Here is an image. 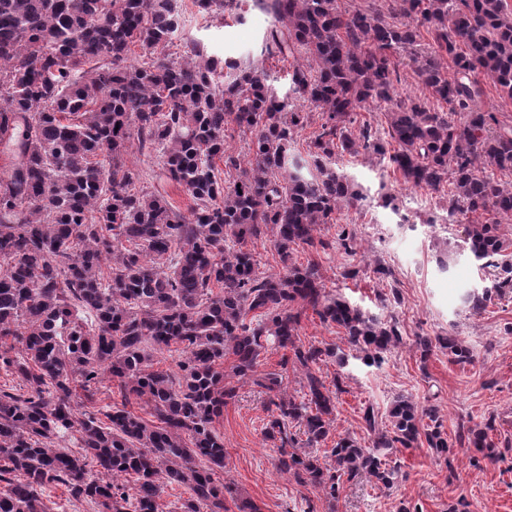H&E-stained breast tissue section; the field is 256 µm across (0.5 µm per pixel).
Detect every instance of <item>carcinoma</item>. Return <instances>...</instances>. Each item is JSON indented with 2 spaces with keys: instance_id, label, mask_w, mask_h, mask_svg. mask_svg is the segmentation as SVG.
<instances>
[{
  "instance_id": "1",
  "label": "carcinoma",
  "mask_w": 512,
  "mask_h": 512,
  "mask_svg": "<svg viewBox=\"0 0 512 512\" xmlns=\"http://www.w3.org/2000/svg\"><path fill=\"white\" fill-rule=\"evenodd\" d=\"M194 4L220 14L230 0ZM256 4L276 21L265 52L294 59L290 89L321 115L304 157L288 147L310 113L279 98L264 70L222 84L220 65H238L204 54L195 40L183 43L179 63L162 56L181 27L175 0H0V144L10 158L0 177V370L11 376L0 386V512H50L41 497L49 484L99 512H163L164 487L185 485L191 496L181 512H228L224 493L233 489L217 480L226 449L213 429L236 396L217 370L227 355L233 375L274 407L263 434L278 448L280 471L317 488L331 508L344 476L392 486L399 470L385 467L386 451L422 436L446 456L459 446L497 458L494 417L450 442L436 406L400 399L389 429L365 407L371 445L344 437L320 462L311 448L328 438L343 388L341 376L329 388L317 375L314 366L336 351L301 342L294 305L336 325L367 367L381 366L402 334L397 318L382 322L325 294L318 264L290 258L300 245L330 247L315 237L322 224L338 225L336 246L357 252L340 213L363 195L335 157L362 154L388 160L417 187L449 186L451 216H494L467 229L475 260L498 270L491 287L467 297L473 313L512 288L498 234L501 219L512 218V182L499 178L512 172V127L500 126L474 79L483 75L512 100V6L392 0L384 13L343 0ZM135 45L161 57L117 65ZM404 53L428 91L423 100L397 97ZM370 106L384 111L387 131L365 123L349 132L352 114ZM230 122L250 134L247 152L226 150ZM133 150L159 158L166 183L190 196V214L155 187L132 191ZM217 158L233 179L217 177ZM266 237L282 273L259 271L247 247ZM415 346L423 360L439 348L471 361L453 336L419 335ZM278 349L305 380L300 400L281 375L256 374ZM158 350L179 353L180 378L153 369ZM106 371L120 383L119 407H97ZM133 397L146 399L150 420L127 410ZM79 405L94 411L80 414ZM70 430L76 450L65 440ZM130 474L132 493L121 483Z\"/></svg>"
}]
</instances>
